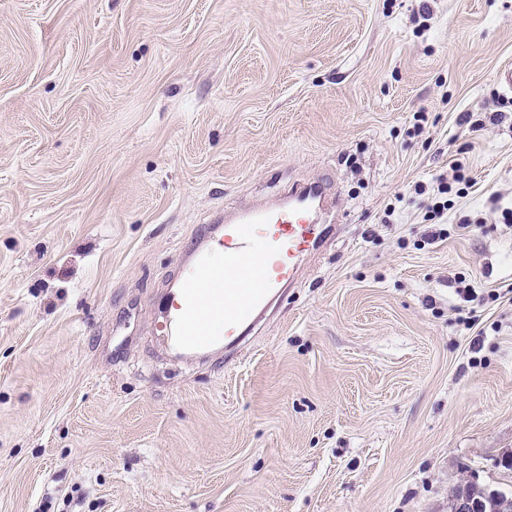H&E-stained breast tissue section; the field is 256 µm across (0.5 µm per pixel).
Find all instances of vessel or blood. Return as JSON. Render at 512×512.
I'll list each match as a JSON object with an SVG mask.
<instances>
[{"label": "vessel or blood", "instance_id": "b4317fda", "mask_svg": "<svg viewBox=\"0 0 512 512\" xmlns=\"http://www.w3.org/2000/svg\"><path fill=\"white\" fill-rule=\"evenodd\" d=\"M338 202L317 179L291 186L277 204L257 203L209 225L194 259L169 291L163 340L186 354L241 335L268 297L299 283L301 259L334 239Z\"/></svg>", "mask_w": 512, "mask_h": 512}]
</instances>
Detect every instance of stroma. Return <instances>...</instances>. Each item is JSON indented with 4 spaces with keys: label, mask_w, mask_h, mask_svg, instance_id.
<instances>
[{
    "label": "stroma",
    "mask_w": 512,
    "mask_h": 512,
    "mask_svg": "<svg viewBox=\"0 0 512 512\" xmlns=\"http://www.w3.org/2000/svg\"><path fill=\"white\" fill-rule=\"evenodd\" d=\"M507 63L512 0H0V512L512 495ZM324 177L338 237L241 361L163 346L211 214ZM463 185V187H460ZM470 186V178L466 174L465 169L460 166L452 168V175L450 179L444 177L438 178L430 188L431 195L435 200L428 215V220L440 219L444 215V211L448 210V195L455 191V195L465 193V189Z\"/></svg>",
    "instance_id": "stroma-1"
}]
</instances>
